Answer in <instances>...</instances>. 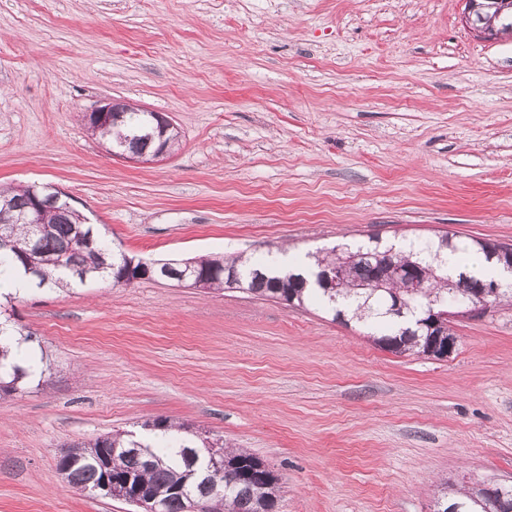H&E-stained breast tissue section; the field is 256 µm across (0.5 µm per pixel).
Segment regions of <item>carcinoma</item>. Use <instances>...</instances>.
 Wrapping results in <instances>:
<instances>
[{
  "mask_svg": "<svg viewBox=\"0 0 512 512\" xmlns=\"http://www.w3.org/2000/svg\"><path fill=\"white\" fill-rule=\"evenodd\" d=\"M161 116L156 112L122 113L121 120L103 126L88 123L92 133L107 140L119 153L152 156L172 150L180 134L167 133L163 141L152 138ZM49 192L36 185L0 188V211L21 210L35 196ZM491 256L496 245L467 243L442 235L415 239L399 245L371 236L366 241L342 243L331 249L307 253L317 262L318 274L336 270L338 287H307L301 277L271 275L265 257L253 256L247 265L231 254L219 258L158 260L151 276L181 284L186 278H202L205 288L235 289L264 300L288 305L316 304L333 320H352L368 330L379 347L394 352L426 354L438 337L426 328H402L403 319L415 310L463 305L484 294L487 304L512 303V287L493 288L490 278L446 268L447 253L465 258L473 249ZM117 252L112 242L86 223L84 215L59 203L43 212L41 224H9L0 231V280L26 274L32 288H83L107 279L129 283L141 279L139 268ZM401 297L403 308L391 310L392 299ZM29 373L19 362L6 370L0 366V398L24 391ZM156 434L135 438L128 433H106L84 446L65 450L56 468L67 469L65 480L87 492L101 484L100 462L107 461L112 476L129 475L133 481L161 497L164 512H273L278 477L257 457L242 449H225L217 457L220 468L209 469L208 449L220 448V440L191 435L181 424L157 420ZM436 512H512V486L480 484L457 492L449 503H437Z\"/></svg>",
  "mask_w": 512,
  "mask_h": 512,
  "instance_id": "cac0c4a2",
  "label": "carcinoma"
}]
</instances>
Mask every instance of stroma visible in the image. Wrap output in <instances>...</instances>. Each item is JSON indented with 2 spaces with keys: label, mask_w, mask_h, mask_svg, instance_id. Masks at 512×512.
<instances>
[{
  "label": "stroma",
  "mask_w": 512,
  "mask_h": 512,
  "mask_svg": "<svg viewBox=\"0 0 512 512\" xmlns=\"http://www.w3.org/2000/svg\"><path fill=\"white\" fill-rule=\"evenodd\" d=\"M464 0H0V187L36 184L134 259L376 235L512 244V38ZM124 100L181 142L132 163L85 113ZM46 389L0 400V512H136L60 452L165 419L279 478L274 512H433L512 484V306L395 354L316 307L155 278L6 305ZM478 0H465L466 11L463 14V21L468 28H470L473 32L485 38H497L502 36L493 26L492 22L484 23V19L477 15L475 17V12L477 8Z\"/></svg>",
  "instance_id": "1"
}]
</instances>
